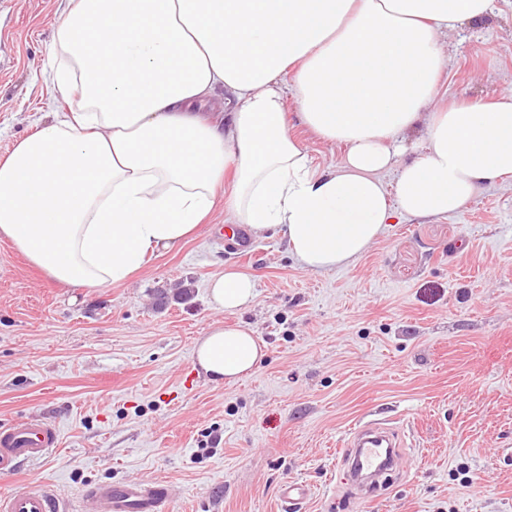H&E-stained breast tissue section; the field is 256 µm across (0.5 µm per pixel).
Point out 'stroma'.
<instances>
[{
    "label": "stroma",
    "instance_id": "1",
    "mask_svg": "<svg viewBox=\"0 0 512 512\" xmlns=\"http://www.w3.org/2000/svg\"><path fill=\"white\" fill-rule=\"evenodd\" d=\"M69 0L0 9V157L68 111L42 73ZM512 90V7L448 34L439 97ZM223 209L195 238L127 283L64 288L0 239V424L54 422L48 458L0 474L36 479L68 512L102 483L170 485L169 512H512V186L487 185L447 217L388 225L330 272L297 265L283 238L239 257ZM244 270L241 312L265 361L234 384L194 365L221 314L207 284ZM189 290L176 299L178 288ZM169 303L155 307L156 289ZM389 422L405 446L372 496L356 494L341 450L355 420ZM286 481L311 497L284 507Z\"/></svg>",
    "mask_w": 512,
    "mask_h": 512
}]
</instances>
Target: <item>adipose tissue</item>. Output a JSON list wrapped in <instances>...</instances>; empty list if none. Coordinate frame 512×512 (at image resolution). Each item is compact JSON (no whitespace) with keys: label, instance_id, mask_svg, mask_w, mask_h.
I'll list each match as a JSON object with an SVG mask.
<instances>
[{"label":"adipose tissue","instance_id":"ef3b65f1","mask_svg":"<svg viewBox=\"0 0 512 512\" xmlns=\"http://www.w3.org/2000/svg\"><path fill=\"white\" fill-rule=\"evenodd\" d=\"M492 0H71L49 78L77 111L0 158V237L66 288H107L208 223L282 235L328 272L397 218L445 217L486 183L512 180V91L437 105L445 38ZM223 92L225 114L208 112ZM344 145L313 166L289 131ZM394 172L393 184L383 176ZM229 314L196 343L216 383L254 371L265 345L233 314L251 274L208 285Z\"/></svg>","mask_w":512,"mask_h":512}]
</instances>
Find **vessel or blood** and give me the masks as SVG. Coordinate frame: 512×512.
Returning <instances> with one entry per match:
<instances>
[{"mask_svg": "<svg viewBox=\"0 0 512 512\" xmlns=\"http://www.w3.org/2000/svg\"><path fill=\"white\" fill-rule=\"evenodd\" d=\"M60 443L55 425L33 417L0 426V473H11L30 461L43 459ZM398 439L388 428L374 421L359 422L351 431L341 462L352 478L371 476L387 470ZM171 498L162 482H118L90 489L89 512H162ZM0 512H64L59 498L33 482L0 493Z\"/></svg>", "mask_w": 512, "mask_h": 512, "instance_id": "1", "label": "vessel or blood"}]
</instances>
